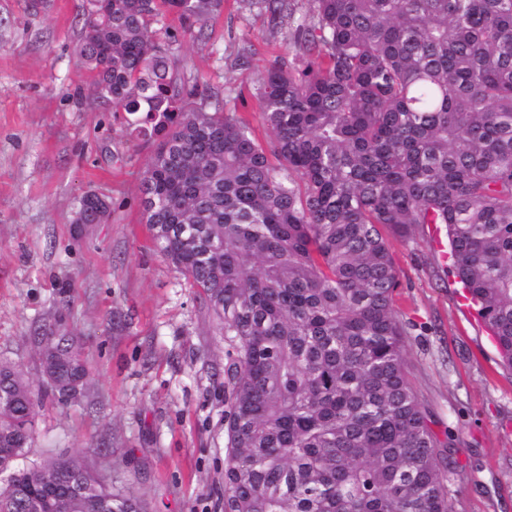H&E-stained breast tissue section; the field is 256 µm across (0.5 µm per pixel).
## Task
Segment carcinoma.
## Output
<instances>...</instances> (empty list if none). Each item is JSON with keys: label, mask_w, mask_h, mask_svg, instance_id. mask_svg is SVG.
<instances>
[{"label": "carcinoma", "mask_w": 512, "mask_h": 512, "mask_svg": "<svg viewBox=\"0 0 512 512\" xmlns=\"http://www.w3.org/2000/svg\"><path fill=\"white\" fill-rule=\"evenodd\" d=\"M87 0L89 104L160 138L142 182L159 253L224 330V512H452L451 466L409 380L391 239L445 226L458 283L512 367V0H310L296 53L261 77L263 144L197 92L153 25L222 0ZM273 19L293 0H258ZM42 370L85 376L58 320ZM34 397L0 362V471L26 453ZM78 483L73 512H142L78 458L11 475Z\"/></svg>", "instance_id": "carcinoma-1"}]
</instances>
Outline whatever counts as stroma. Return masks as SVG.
<instances>
[{"instance_id":"stroma-1","label":"stroma","mask_w":512,"mask_h":512,"mask_svg":"<svg viewBox=\"0 0 512 512\" xmlns=\"http://www.w3.org/2000/svg\"><path fill=\"white\" fill-rule=\"evenodd\" d=\"M85 0H0V361L28 375L33 439L22 465L78 457L146 512H224V364L228 344L196 289L153 248L141 177L154 145L131 115L81 104ZM250 0H224L204 27L166 18L173 48L260 142L258 81L292 55L296 25ZM248 56L240 67L239 56ZM112 201L104 224L77 225L80 198ZM405 358L454 469L453 512H512V369L459 297L430 228L393 244ZM80 346L87 372L62 403L32 336L49 317Z\"/></svg>"}]
</instances>
